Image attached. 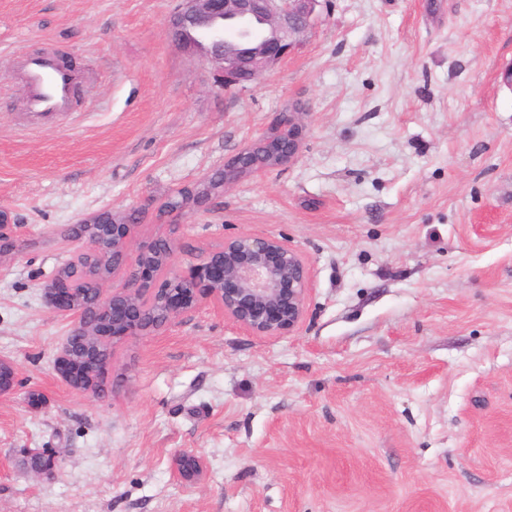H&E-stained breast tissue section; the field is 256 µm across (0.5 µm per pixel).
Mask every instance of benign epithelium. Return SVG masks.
Instances as JSON below:
<instances>
[{"label":"benign epithelium","mask_w":512,"mask_h":512,"mask_svg":"<svg viewBox=\"0 0 512 512\" xmlns=\"http://www.w3.org/2000/svg\"><path fill=\"white\" fill-rule=\"evenodd\" d=\"M319 0H183L171 26L207 28L217 18L224 23L257 18L266 36L258 43L236 42L218 48L204 59L214 65L226 85L255 81L264 70L297 50L313 25ZM303 143L298 113L281 112L268 130L236 156L224 162V182L213 184L204 174L182 189L178 203L165 201L156 218L180 226L189 209L187 195L212 196L262 170L291 163ZM14 213L0 207V253L10 244ZM69 258L40 283L45 306L65 315L72 328L59 347L56 371L75 390L105 396V376L112 361L98 362L100 347L117 346L180 322L203 302L218 306L224 316L254 336L279 337L296 329L304 318L309 269L288 241L242 233L224 239L199 264L191 277L178 273L175 257L180 243L174 237L150 243L136 240L135 225L125 213L111 212L105 222L85 220L61 237ZM124 285L111 287L116 275ZM19 368L0 357V397L18 384ZM27 467L37 477L57 475L56 460L27 453ZM172 469L185 483L198 481L204 471L201 457L178 453Z\"/></svg>","instance_id":"7a95c632"}]
</instances>
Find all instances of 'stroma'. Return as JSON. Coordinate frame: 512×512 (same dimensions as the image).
Returning a JSON list of instances; mask_svg holds the SVG:
<instances>
[{"instance_id": "35a3bbf8", "label": "stroma", "mask_w": 512, "mask_h": 512, "mask_svg": "<svg viewBox=\"0 0 512 512\" xmlns=\"http://www.w3.org/2000/svg\"><path fill=\"white\" fill-rule=\"evenodd\" d=\"M176 0H0V512H512V0H321L297 53L241 88L174 45ZM73 58L62 125H30L24 54ZM298 109L283 167L155 208ZM133 212L189 273L239 233L310 267L305 318L262 338L212 304L115 347L96 399L54 368L40 283L61 231ZM47 402L33 408L28 390ZM50 454L54 479L26 453ZM206 464L193 485L174 454ZM27 467L37 477L52 479L57 475L56 460L43 453H27Z\"/></svg>"}]
</instances>
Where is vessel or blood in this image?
I'll return each instance as SVG.
<instances>
[{
    "instance_id": "obj_1",
    "label": "vessel or blood",
    "mask_w": 512,
    "mask_h": 512,
    "mask_svg": "<svg viewBox=\"0 0 512 512\" xmlns=\"http://www.w3.org/2000/svg\"><path fill=\"white\" fill-rule=\"evenodd\" d=\"M19 65L29 90L28 112L37 117L71 112L81 79L75 71L62 66L54 52L23 57Z\"/></svg>"
}]
</instances>
